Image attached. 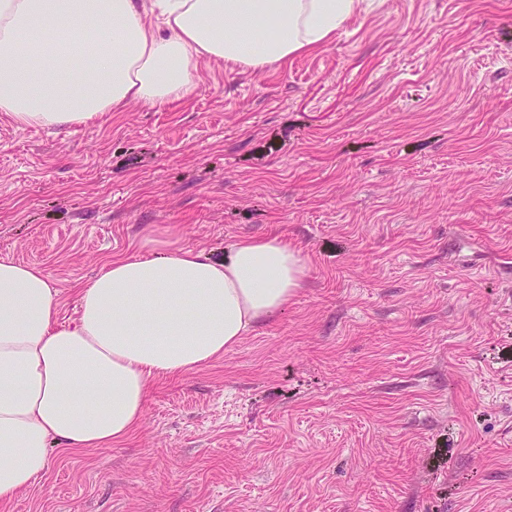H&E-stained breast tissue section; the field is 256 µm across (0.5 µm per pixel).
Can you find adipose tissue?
<instances>
[{
  "label": "adipose tissue",
  "instance_id": "ef3b65f1",
  "mask_svg": "<svg viewBox=\"0 0 512 512\" xmlns=\"http://www.w3.org/2000/svg\"><path fill=\"white\" fill-rule=\"evenodd\" d=\"M360 0H0V115L85 125L198 90L206 63L265 68L325 47ZM301 252L243 237L217 260L180 247L112 257L59 321L41 267L0 261V503L30 489L54 445L121 443L153 382L199 370L287 309Z\"/></svg>",
  "mask_w": 512,
  "mask_h": 512
}]
</instances>
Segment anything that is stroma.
Returning <instances> with one entry per match:
<instances>
[{"label":"stroma","instance_id":"1","mask_svg":"<svg viewBox=\"0 0 512 512\" xmlns=\"http://www.w3.org/2000/svg\"><path fill=\"white\" fill-rule=\"evenodd\" d=\"M66 131L0 117V259L297 246L305 285L0 512H512V0H362L323 49Z\"/></svg>","mask_w":512,"mask_h":512}]
</instances>
